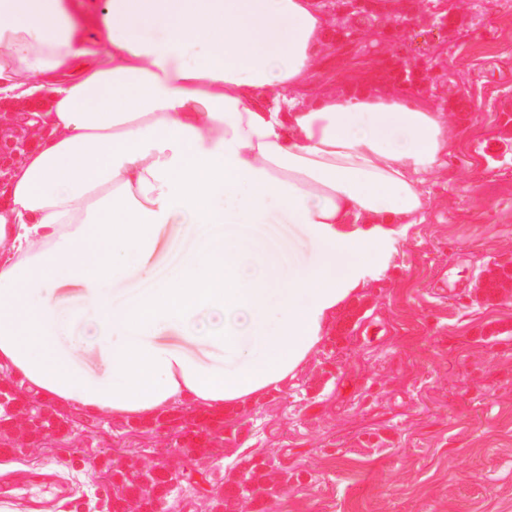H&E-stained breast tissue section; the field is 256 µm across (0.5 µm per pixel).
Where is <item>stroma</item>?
Masks as SVG:
<instances>
[{"label": "stroma", "mask_w": 512, "mask_h": 512, "mask_svg": "<svg viewBox=\"0 0 512 512\" xmlns=\"http://www.w3.org/2000/svg\"><path fill=\"white\" fill-rule=\"evenodd\" d=\"M386 56L322 40L314 85L417 87L448 107L453 144L425 188L421 223L336 315L288 388L227 415L195 406L166 420L57 404L67 431L0 430V501L14 512H106L105 456L185 479L163 512H512V0H477L433 27L421 0ZM496 156H488L486 146ZM193 245L169 224L154 275ZM455 295L440 299V279ZM198 434L200 453L178 454Z\"/></svg>", "instance_id": "35a3bbf8"}]
</instances>
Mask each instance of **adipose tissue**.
Here are the masks:
<instances>
[{
    "mask_svg": "<svg viewBox=\"0 0 512 512\" xmlns=\"http://www.w3.org/2000/svg\"><path fill=\"white\" fill-rule=\"evenodd\" d=\"M328 20L323 0H0V95L49 101L0 206V372L132 419L233 414L296 378L451 145L416 87L309 91ZM185 221L172 274L108 289ZM268 224L303 225L311 262L285 269Z\"/></svg>",
    "mask_w": 512,
    "mask_h": 512,
    "instance_id": "adipose-tissue-1",
    "label": "adipose tissue"
}]
</instances>
